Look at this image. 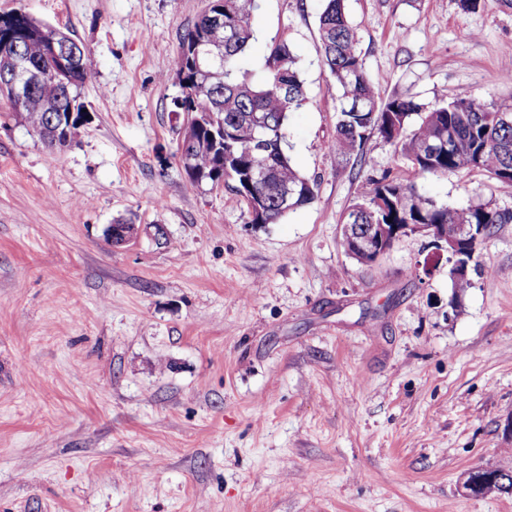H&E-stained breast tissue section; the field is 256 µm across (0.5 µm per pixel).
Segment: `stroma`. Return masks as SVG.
I'll return each mask as SVG.
<instances>
[{
  "label": "stroma",
  "instance_id": "1",
  "mask_svg": "<svg viewBox=\"0 0 512 512\" xmlns=\"http://www.w3.org/2000/svg\"><path fill=\"white\" fill-rule=\"evenodd\" d=\"M208 4L0 0L92 65L63 148L0 99V512H512V495L463 487L512 470V223L461 293L430 230L370 266L345 252L341 218L371 179L413 172L377 135L364 167L331 150L323 0H259L248 63L291 47L306 101L288 152L314 202L254 224L230 187L192 182L174 60ZM346 10L382 98L512 104V0ZM417 189L512 210V183L480 171ZM119 220L137 232L115 245Z\"/></svg>",
  "mask_w": 512,
  "mask_h": 512
}]
</instances>
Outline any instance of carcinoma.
Listing matches in <instances>:
<instances>
[{"instance_id":"obj_1","label":"carcinoma","mask_w":512,"mask_h":512,"mask_svg":"<svg viewBox=\"0 0 512 512\" xmlns=\"http://www.w3.org/2000/svg\"><path fill=\"white\" fill-rule=\"evenodd\" d=\"M222 10L224 25L195 23L183 38L175 59L176 74L184 75L181 86L183 111L200 119L197 139L208 141L215 123H224L230 140L224 153L199 145L179 153V160L194 182L230 180L241 195L247 190L244 175L253 167L265 170L266 178L255 192L265 202L250 213L253 224H276L285 215L311 204L316 183L302 176L290 156L281 151L286 138L288 114L298 111L306 100L304 83L288 42L271 46L261 74L240 68V61L255 40L250 24L256 0H212ZM22 21L15 30L19 41L21 66L41 74L31 93L19 96L9 86L0 85V97L23 115L25 123L50 147L63 146L80 127L83 105L78 90L91 76V62L84 46L78 47V64L65 78L47 55L57 32L39 24L21 9ZM322 63L341 91L337 110L336 137L331 149L338 155L363 157L364 147L373 134L399 146L411 163L414 176L427 178L439 173L481 171L501 181L512 169V113L503 120L502 105L484 101L471 93H460L451 102L432 110L408 98L381 99L368 77L357 51L356 36L344 0H325L318 17ZM204 41L224 46V90L190 63L192 46ZM269 118L267 138L272 150H255L254 115ZM369 196L351 206L343 217L345 224H442L453 237L458 231H472L468 259H473L479 241L491 236L498 225L512 222V211L490 203L448 207L425 199L413 181L386 176L371 180ZM288 192V208L279 203ZM346 253L362 264L375 262V255L357 250L350 238H341ZM474 494L498 491L512 494V472L486 467L474 473Z\"/></svg>"}]
</instances>
